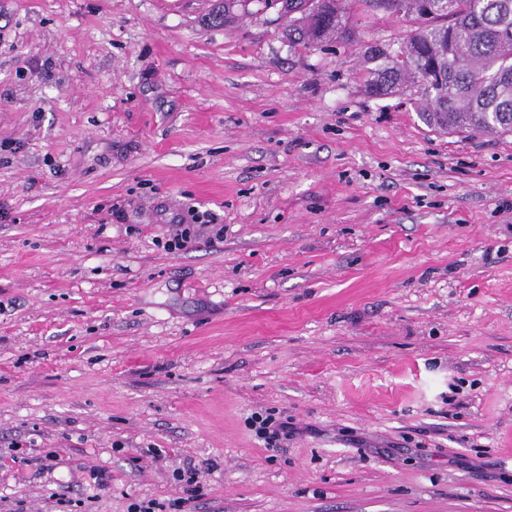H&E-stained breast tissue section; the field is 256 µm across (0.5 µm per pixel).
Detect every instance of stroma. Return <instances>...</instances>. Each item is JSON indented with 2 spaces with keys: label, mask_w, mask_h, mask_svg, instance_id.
Returning a JSON list of instances; mask_svg holds the SVG:
<instances>
[{
  "label": "stroma",
  "mask_w": 512,
  "mask_h": 512,
  "mask_svg": "<svg viewBox=\"0 0 512 512\" xmlns=\"http://www.w3.org/2000/svg\"><path fill=\"white\" fill-rule=\"evenodd\" d=\"M219 2L0 0V512L205 460L196 512H512V134L365 92L413 23ZM191 207L221 238L156 246Z\"/></svg>",
  "instance_id": "obj_1"
}]
</instances>
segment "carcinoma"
<instances>
[{"instance_id":"obj_1","label":"carcinoma","mask_w":512,"mask_h":512,"mask_svg":"<svg viewBox=\"0 0 512 512\" xmlns=\"http://www.w3.org/2000/svg\"><path fill=\"white\" fill-rule=\"evenodd\" d=\"M286 21L288 41L316 47L348 36L350 10L417 24L395 54L368 51L366 89H419L423 119L454 134L512 132V0H260Z\"/></svg>"}]
</instances>
